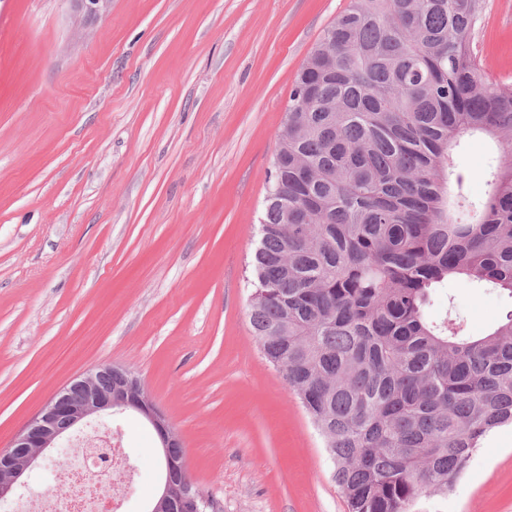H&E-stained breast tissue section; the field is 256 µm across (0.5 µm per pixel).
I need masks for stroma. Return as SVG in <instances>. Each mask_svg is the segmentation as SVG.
<instances>
[{"mask_svg":"<svg viewBox=\"0 0 512 512\" xmlns=\"http://www.w3.org/2000/svg\"><path fill=\"white\" fill-rule=\"evenodd\" d=\"M349 0H112L77 32L66 0H0V450L87 370L128 368L223 512H348L324 440L250 324L267 175L300 65ZM482 69L512 83V0H486ZM473 201L494 144L455 152ZM471 335L512 312L449 283ZM127 459L118 512L161 483L156 432L104 416ZM72 460L51 450L18 497ZM412 512H512V426Z\"/></svg>","mask_w":512,"mask_h":512,"instance_id":"obj_1","label":"stroma"}]
</instances>
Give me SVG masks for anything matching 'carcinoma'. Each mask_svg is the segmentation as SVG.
Instances as JSON below:
<instances>
[{"label":"carcinoma","instance_id":"cac0c4a2","mask_svg":"<svg viewBox=\"0 0 512 512\" xmlns=\"http://www.w3.org/2000/svg\"><path fill=\"white\" fill-rule=\"evenodd\" d=\"M485 0H350L303 62L267 180L249 318L323 437L349 512L445 495L512 424V312L467 333L450 281L512 298V83L481 71ZM498 163L475 204L453 151ZM183 484L184 448L170 449Z\"/></svg>","mask_w":512,"mask_h":512}]
</instances>
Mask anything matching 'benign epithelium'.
<instances>
[{"mask_svg":"<svg viewBox=\"0 0 512 512\" xmlns=\"http://www.w3.org/2000/svg\"><path fill=\"white\" fill-rule=\"evenodd\" d=\"M68 3L73 17L83 29L107 16L112 8V0H68ZM112 371L125 375L129 381L136 380L130 370L119 366H100L86 372L54 395L41 414L18 434L12 450L0 454V502L14 494L24 473L44 459L51 449L58 447L64 434L76 425L107 412L142 410L140 402H132L126 397L124 387H100L101 374ZM171 495L175 496L177 512H207L210 505L207 495L197 490L183 489L172 493V486L167 481L161 498Z\"/></svg>","mask_w":512,"mask_h":512,"instance_id":"obj_1","label":"benign epithelium"}]
</instances>
